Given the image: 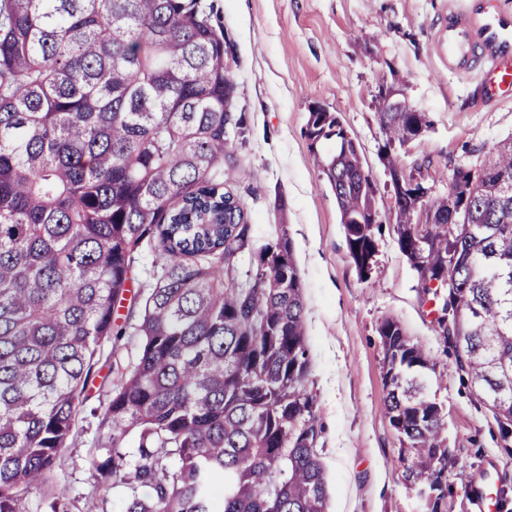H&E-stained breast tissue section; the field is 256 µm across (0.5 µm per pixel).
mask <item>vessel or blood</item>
<instances>
[{
	"instance_id": "obj_1",
	"label": "vessel or blood",
	"mask_w": 512,
	"mask_h": 512,
	"mask_svg": "<svg viewBox=\"0 0 512 512\" xmlns=\"http://www.w3.org/2000/svg\"><path fill=\"white\" fill-rule=\"evenodd\" d=\"M448 70L477 72L493 97L512 96V16L495 8L493 0H463L450 12L445 40ZM493 476L485 470L474 489L476 512H506L503 498L487 492Z\"/></svg>"
}]
</instances>
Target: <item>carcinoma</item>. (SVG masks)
I'll return each instance as SVG.
<instances>
[{
  "mask_svg": "<svg viewBox=\"0 0 512 512\" xmlns=\"http://www.w3.org/2000/svg\"><path fill=\"white\" fill-rule=\"evenodd\" d=\"M211 13L205 0H0V512H27L46 488L50 512H73L50 476L100 345L130 330L140 348L112 364L106 457L93 463L98 482L126 489L125 512H326L286 229L236 276L252 242L224 161L245 121L227 111L234 84ZM379 121L386 148L416 133L409 112ZM306 135L313 149L336 143L320 167L363 275L380 225L360 145L334 112L309 113ZM415 203L392 198L399 249L477 396L512 426V137L454 166L448 194L429 197L434 223H409ZM447 275L444 297L432 288ZM449 306L462 319L447 329ZM378 333L386 414L411 452L407 478L425 482L446 441L432 365L397 320Z\"/></svg>",
  "mask_w": 512,
  "mask_h": 512,
  "instance_id": "carcinoma-1",
  "label": "carcinoma"
}]
</instances>
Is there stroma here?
Instances as JSON below:
<instances>
[{"instance_id": "35a3bbf8", "label": "stroma", "mask_w": 512, "mask_h": 512, "mask_svg": "<svg viewBox=\"0 0 512 512\" xmlns=\"http://www.w3.org/2000/svg\"><path fill=\"white\" fill-rule=\"evenodd\" d=\"M224 32L234 82L233 108L245 140L224 165L241 199L255 245L284 225L304 292L309 388L316 399L318 445L327 512H474L470 488L487 466L512 501V444L504 445L491 407L471 387L454 343L437 335L417 272L401 253L390 215V177L379 157L380 85L424 112L430 126L395 155L422 167L433 193L448 190L454 164L476 160L512 135V97L483 99L476 75L449 73L440 41L461 0H210ZM335 112L361 145L377 190L382 230L368 276L349 253L336 198L306 137L309 109ZM398 320L434 365L430 399L443 407L448 464L443 501L434 508L406 478L409 452L385 411L384 354L378 333ZM109 386L95 378L79 434L53 473L78 502L124 512L121 489L96 483L98 413Z\"/></svg>"}]
</instances>
